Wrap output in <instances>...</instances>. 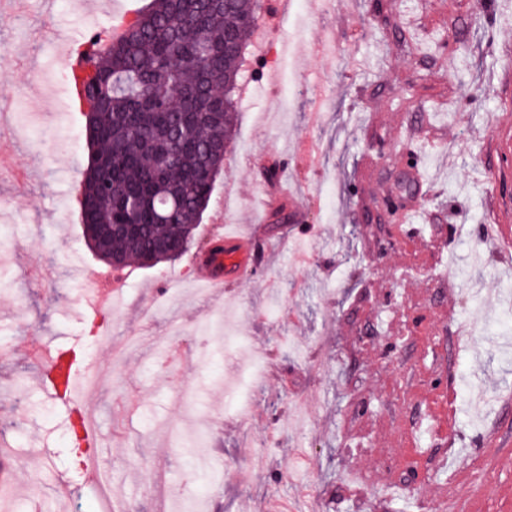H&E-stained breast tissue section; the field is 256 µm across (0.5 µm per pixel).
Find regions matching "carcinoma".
Returning a JSON list of instances; mask_svg holds the SVG:
<instances>
[{
    "instance_id": "carcinoma-1",
    "label": "carcinoma",
    "mask_w": 512,
    "mask_h": 512,
    "mask_svg": "<svg viewBox=\"0 0 512 512\" xmlns=\"http://www.w3.org/2000/svg\"><path fill=\"white\" fill-rule=\"evenodd\" d=\"M254 0H151L83 81L89 161L79 215L102 260L187 251L224 170Z\"/></svg>"
}]
</instances>
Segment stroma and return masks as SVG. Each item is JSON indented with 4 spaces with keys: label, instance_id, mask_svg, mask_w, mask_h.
Wrapping results in <instances>:
<instances>
[{
    "label": "stroma",
    "instance_id": "obj_1",
    "mask_svg": "<svg viewBox=\"0 0 512 512\" xmlns=\"http://www.w3.org/2000/svg\"><path fill=\"white\" fill-rule=\"evenodd\" d=\"M149 0H0V115L27 185L0 175V512H512V267L485 225H512V0L493 18L474 0H292L273 64L253 62L214 199L229 230L260 209L267 156L311 145L305 225L270 227L255 264L221 294L190 282L213 210L179 259L133 268L109 343L93 289L108 273L87 247L78 195L88 163L80 110L59 112L54 52ZM351 34L336 33L339 20ZM460 59L458 71L446 56ZM421 157L426 209L406 264L394 225L356 220L366 153ZM171 282L177 301L158 298ZM68 349L93 384L96 419L79 443L74 407L30 354ZM438 379L456 415L442 425ZM252 402L241 418L232 398ZM310 405L301 431L280 420ZM206 445L194 446L197 436ZM251 476L243 485L242 473Z\"/></svg>",
    "mask_w": 512,
    "mask_h": 512
}]
</instances>
